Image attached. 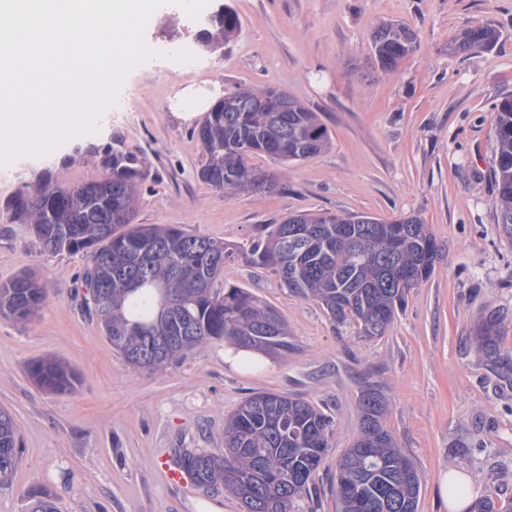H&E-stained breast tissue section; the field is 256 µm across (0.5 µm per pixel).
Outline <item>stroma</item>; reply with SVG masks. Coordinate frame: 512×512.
I'll list each match as a JSON object with an SVG mask.
<instances>
[{"instance_id": "35a3bbf8", "label": "stroma", "mask_w": 512, "mask_h": 512, "mask_svg": "<svg viewBox=\"0 0 512 512\" xmlns=\"http://www.w3.org/2000/svg\"><path fill=\"white\" fill-rule=\"evenodd\" d=\"M229 4L241 29L220 51L197 52L194 20L166 4L149 18L150 56L126 74L107 116L88 134L43 155L0 165V282L33 273L46 292L24 324L0 317V408L16 423L20 462L0 486V512H26L37 487L58 512H240L223 489L171 485L161 469L183 449L214 451L224 419L249 394L298 395L333 421L318 469L319 501L295 512H335L336 463L360 425L370 386L388 400L383 425L421 477L416 512H448L441 471L468 474L475 498H512V240L499 230L490 178L494 106L512 96V0H208ZM412 27L417 48L396 72L374 64L368 41L379 21ZM489 25V48L452 54L469 26ZM220 83L282 88L318 112L332 144L281 172L273 194L224 198L198 176L193 125L170 110L175 92ZM119 144L150 176L141 224L249 244L260 224L299 211L367 213L384 221L416 214L442 250L432 277L410 290L386 335L365 340L332 323L321 305L288 294L271 270L235 260L224 282L250 289L288 321L294 350L232 367L214 340L157 371H133L89 315L82 274L88 253H44L29 227L10 223L15 197L40 177L67 185L99 179V148ZM496 354L478 343L488 318ZM56 358L71 390L27 376Z\"/></svg>"}]
</instances>
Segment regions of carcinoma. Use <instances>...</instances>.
Returning <instances> with one entry per match:
<instances>
[{"mask_svg": "<svg viewBox=\"0 0 512 512\" xmlns=\"http://www.w3.org/2000/svg\"><path fill=\"white\" fill-rule=\"evenodd\" d=\"M241 27L230 8L209 15L197 43L214 53ZM497 40L494 28L464 29L449 49L475 50ZM408 26L385 22L371 33L379 69L396 71L416 48ZM202 148L199 178L228 199L239 192L273 193L278 179L252 167L264 154L286 167L327 150L331 137L318 113L275 87H238L194 130ZM492 175L498 224L512 238V97L495 106ZM104 175L73 186L41 178L33 193L9 206L10 221L27 224L43 252L93 250L83 274L90 311L113 350L135 370L162 368L186 351L224 339L239 349L286 356L293 350L283 315L246 288L225 286L233 257L272 270L288 294L321 304L339 325L359 335H385L410 289L427 281L441 249L416 215L383 222L366 214L306 212L279 224H261L250 244L231 250L223 241L165 224H136L137 199L149 173L138 158L110 147ZM301 225L304 235H289ZM124 271L108 274L105 267ZM46 298L36 278L22 273L0 284V317L18 324L35 316ZM497 323L480 325L482 347L495 346ZM40 388L62 391L74 375L39 359L27 368ZM360 431L338 462L336 512H416L421 482L414 463L383 426L387 400L370 386L361 392ZM331 419L309 402L255 392L224 422V449L182 450L177 465L195 486L220 484L241 512H294L296 500L317 494L316 474L329 447ZM19 460L11 414L0 409V481ZM30 512H56L54 495L28 494ZM472 512H512V498L486 497Z\"/></svg>", "mask_w": 512, "mask_h": 512, "instance_id": "carcinoma-1", "label": "carcinoma"}]
</instances>
